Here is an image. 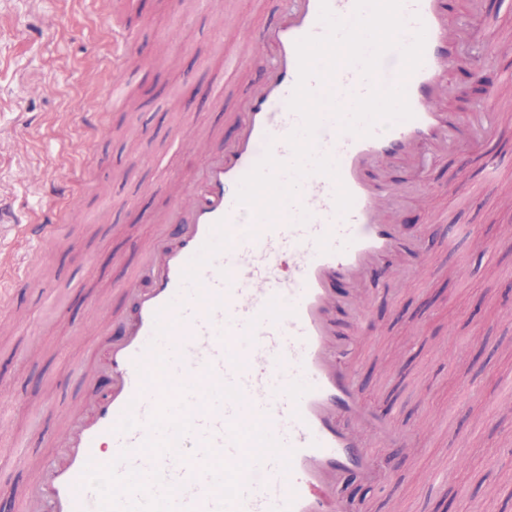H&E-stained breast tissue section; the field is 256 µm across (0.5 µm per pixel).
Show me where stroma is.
I'll list each match as a JSON object with an SVG mask.
<instances>
[{"label": "stroma", "mask_w": 512, "mask_h": 512, "mask_svg": "<svg viewBox=\"0 0 512 512\" xmlns=\"http://www.w3.org/2000/svg\"><path fill=\"white\" fill-rule=\"evenodd\" d=\"M110 8L133 33L136 104L110 112L89 165L84 114L104 99L112 65V30L96 0H0V201L28 224L43 220L56 185L83 202L82 218L42 253L51 283L16 289L21 329L0 334V413L10 428L0 436V512H20L26 472L13 462L14 447L36 461L51 455L63 413L81 400L77 381L55 378L82 357L75 333L89 303L106 297L114 309L124 306L114 288L140 265L141 243L167 205L150 185L192 175L194 160L175 132L185 125L213 131L211 149L222 152L233 134L223 114L242 108L259 77L255 69L225 74L224 58L266 56L206 0H110ZM469 25L449 85L472 89L474 56L489 78L485 93L503 91L512 71V0H483ZM43 82L53 93L33 94ZM212 82L224 89L223 107L201 92ZM130 126L141 138H126ZM488 154L503 162L494 186L482 180ZM24 166L44 168L46 182L17 183ZM368 176L395 191L400 222L427 256L410 266L393 259L388 276L368 279L336 311L339 337L355 344L351 366L362 397L389 408L411 439L398 448L343 419L394 465L382 480H340L342 512H434L443 501L452 512L481 505L512 512V123L448 153L425 150L413 169L377 161ZM467 224L478 242L449 244L454 227ZM486 242L497 252H485Z\"/></svg>", "instance_id": "35a3bbf8"}]
</instances>
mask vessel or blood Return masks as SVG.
Returning a JSON list of instances; mask_svg holds the SVG:
<instances>
[{"label": "vessel or blood", "mask_w": 512, "mask_h": 512, "mask_svg": "<svg viewBox=\"0 0 512 512\" xmlns=\"http://www.w3.org/2000/svg\"><path fill=\"white\" fill-rule=\"evenodd\" d=\"M320 0H284L278 23L258 31L269 48L242 111L225 113L235 137L223 153L189 144L195 175L160 184L168 205L141 269L116 287L132 314L106 315L92 303L94 335L83 362L61 371L78 377L79 406L54 437L52 458L30 462L23 512H339L341 474H377V457L342 417L372 432L408 435L372 413L354 383L348 345L336 338L339 283L381 271L398 253L421 255L403 237L389 186L368 183L366 166L380 159L414 161L419 148L440 150L493 126L495 100L462 122L438 102L449 69L460 63L469 35L442 0H404L409 44L426 31L421 66L401 78L399 51L389 52L373 80L341 66L330 86L344 106L371 85L405 81L413 119L380 122L372 135L343 131L324 115L316 154L336 163L340 178L311 174L274 223L257 220L236 201L240 180L265 151L292 158L288 136L301 124L289 107L298 81L296 43L324 36ZM133 50L122 32L108 83L111 106L129 104L126 63ZM353 195L346 215L335 206L338 186ZM64 211L50 208L39 224L21 225L24 238L44 245L57 238ZM181 225L170 237L168 225ZM36 253L26 252L0 279V324L14 326L8 299L28 282Z\"/></svg>", "instance_id": "vessel-or-blood-1"}]
</instances>
